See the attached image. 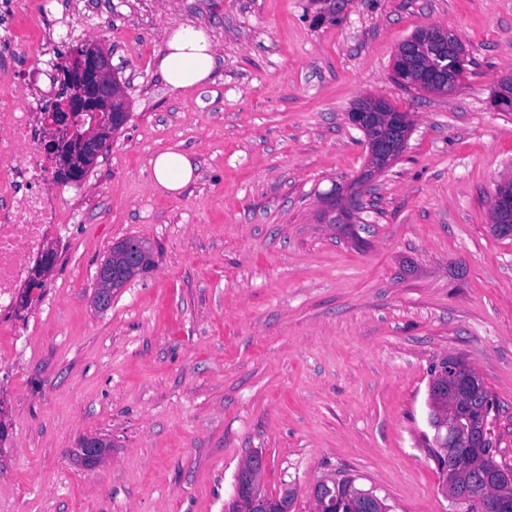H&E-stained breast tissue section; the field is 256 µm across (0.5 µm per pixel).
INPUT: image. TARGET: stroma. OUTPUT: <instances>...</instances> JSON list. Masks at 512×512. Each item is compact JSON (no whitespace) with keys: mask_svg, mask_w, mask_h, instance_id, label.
Wrapping results in <instances>:
<instances>
[{"mask_svg":"<svg viewBox=\"0 0 512 512\" xmlns=\"http://www.w3.org/2000/svg\"><path fill=\"white\" fill-rule=\"evenodd\" d=\"M67 3L71 37L18 65L100 42L128 118L73 184L58 259L0 358V512H224L254 452L267 492L295 489L294 512H313L327 476L390 512H466L424 442L429 369L444 355L475 368L512 467V236L490 230L512 178V112L491 105L512 74V0H96L91 30L83 0ZM178 24L217 44L205 87L156 68ZM426 25L467 49L452 95L391 78ZM370 94L414 129L367 180L347 114ZM167 150L197 165L175 193L151 178ZM347 192L351 228L324 223ZM127 237L156 265L98 309V268ZM90 433L112 441L96 468L75 455Z\"/></svg>","mask_w":512,"mask_h":512,"instance_id":"stroma-1","label":"stroma"}]
</instances>
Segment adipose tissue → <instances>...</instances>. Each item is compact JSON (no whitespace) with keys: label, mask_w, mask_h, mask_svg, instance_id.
<instances>
[{"label":"adipose tissue","mask_w":512,"mask_h":512,"mask_svg":"<svg viewBox=\"0 0 512 512\" xmlns=\"http://www.w3.org/2000/svg\"><path fill=\"white\" fill-rule=\"evenodd\" d=\"M164 43L158 68L173 88L186 89L207 83L214 68L216 50L203 28L180 25L166 30ZM150 166L156 185L170 192L187 185L196 170L189 156L173 151L157 154Z\"/></svg>","instance_id":"1"}]
</instances>
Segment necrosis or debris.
<instances>
[{
    "mask_svg": "<svg viewBox=\"0 0 512 512\" xmlns=\"http://www.w3.org/2000/svg\"><path fill=\"white\" fill-rule=\"evenodd\" d=\"M52 0H19L13 22L0 32L8 50L0 54V321L14 313V293L27 279L30 260L60 224L56 193L46 191L51 160L43 152L32 112L21 92L32 80L13 53L44 39L52 24Z\"/></svg>",
    "mask_w": 512,
    "mask_h": 512,
    "instance_id": "obj_1",
    "label": "necrosis or debris"
}]
</instances>
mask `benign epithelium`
Instances as JSON below:
<instances>
[{
    "label": "benign epithelium",
    "mask_w": 512,
    "mask_h": 512,
    "mask_svg": "<svg viewBox=\"0 0 512 512\" xmlns=\"http://www.w3.org/2000/svg\"><path fill=\"white\" fill-rule=\"evenodd\" d=\"M460 44V38L451 30L431 25L417 29L409 47L395 52L393 79L420 91L453 94L457 73L452 64L463 60ZM57 79L65 88V94L56 110L44 114L43 121L49 131L45 147L55 157L57 177L79 183L125 124L126 98L112 70L110 54L94 42L81 45L70 65L58 70ZM493 104L500 112L512 111V82L506 81L497 89ZM347 118L365 136L369 148L367 178L383 172L398 158L413 128L411 113L391 112L387 102L375 95L362 97L347 113ZM492 213L493 223L512 232V179L498 184ZM56 255V244L51 241L32 268L27 287L36 288L49 275ZM152 259V249L144 240L131 238L123 242L115 262L105 261L99 267L96 303L106 306L113 292L125 287L123 279L138 275ZM442 379L448 380V407L439 410L436 417L429 420V425L434 429L432 456L443 462L445 494L463 503L475 492L483 500V512H512V470L496 468L483 473L479 482L463 494L455 492L459 477L477 469L482 450L494 447L488 429V418L494 406L486 404L480 417L470 414L468 402L482 392L484 382L470 365L453 357L436 365L430 375L431 406L439 403L436 383ZM110 453L107 440L93 435L84 436L82 448L78 449L80 460L91 467L104 464ZM263 468L264 460L259 455L243 463L228 512H270L265 500L255 495V485ZM346 501L348 493L337 479L323 480L315 498L314 512H341Z\"/></svg>",
    "instance_id": "benign-epithelium-1"
}]
</instances>
